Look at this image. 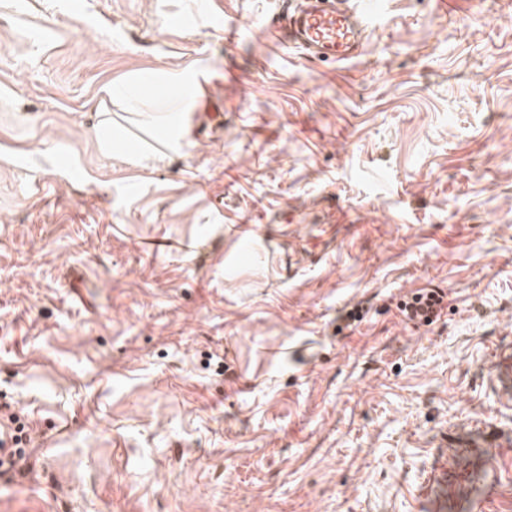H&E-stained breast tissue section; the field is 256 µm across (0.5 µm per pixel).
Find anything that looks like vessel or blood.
<instances>
[{"instance_id": "obj_1", "label": "vessel or blood", "mask_w": 512, "mask_h": 512, "mask_svg": "<svg viewBox=\"0 0 512 512\" xmlns=\"http://www.w3.org/2000/svg\"><path fill=\"white\" fill-rule=\"evenodd\" d=\"M375 11H360L349 0H288L284 40L307 59L348 62L359 56Z\"/></svg>"}]
</instances>
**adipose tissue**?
<instances>
[{
    "label": "adipose tissue",
    "instance_id": "adipose-tissue-1",
    "mask_svg": "<svg viewBox=\"0 0 512 512\" xmlns=\"http://www.w3.org/2000/svg\"><path fill=\"white\" fill-rule=\"evenodd\" d=\"M208 72L202 68L171 70L155 76L160 91L155 107H136L138 125L146 131L162 130L163 142L171 149L181 148L190 134L187 117L193 111L202 82Z\"/></svg>",
    "mask_w": 512,
    "mask_h": 512
}]
</instances>
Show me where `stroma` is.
<instances>
[{
    "instance_id": "obj_1",
    "label": "stroma",
    "mask_w": 512,
    "mask_h": 512,
    "mask_svg": "<svg viewBox=\"0 0 512 512\" xmlns=\"http://www.w3.org/2000/svg\"><path fill=\"white\" fill-rule=\"evenodd\" d=\"M383 2L334 63L281 0H0V512H512V0ZM189 67L179 152L100 150ZM101 116H103V119L100 121V126H106L103 136H99L98 138V144L101 151L109 154L115 149L121 150L125 148L126 144L121 138V133L118 132L115 135L113 133L112 113L102 112ZM445 296L437 289H420L410 299L401 303L398 309L401 315L415 326L433 324L443 309Z\"/></svg>"
}]
</instances>
